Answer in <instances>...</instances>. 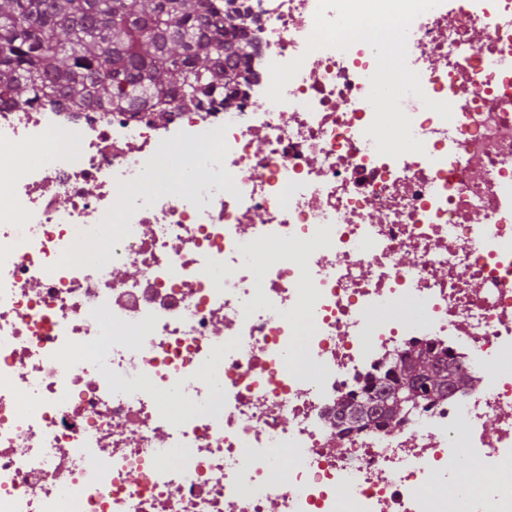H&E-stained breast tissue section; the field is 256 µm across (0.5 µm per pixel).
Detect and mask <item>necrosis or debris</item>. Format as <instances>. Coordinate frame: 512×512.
I'll return each instance as SVG.
<instances>
[{
  "mask_svg": "<svg viewBox=\"0 0 512 512\" xmlns=\"http://www.w3.org/2000/svg\"><path fill=\"white\" fill-rule=\"evenodd\" d=\"M248 4L232 107L0 102V512H512V0L412 21L453 116L401 99L425 151L396 159L374 50L309 49L318 0ZM415 341L477 386L338 430Z\"/></svg>",
  "mask_w": 512,
  "mask_h": 512,
  "instance_id": "4bbe7bcc",
  "label": "necrosis or debris"
}]
</instances>
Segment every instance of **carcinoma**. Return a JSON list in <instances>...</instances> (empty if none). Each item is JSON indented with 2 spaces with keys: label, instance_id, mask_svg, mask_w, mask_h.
<instances>
[{
  "label": "carcinoma",
  "instance_id": "1",
  "mask_svg": "<svg viewBox=\"0 0 512 512\" xmlns=\"http://www.w3.org/2000/svg\"><path fill=\"white\" fill-rule=\"evenodd\" d=\"M230 0H0V98L70 102L80 109L126 112L147 107L165 119L168 106H199L236 93L252 44L246 17L225 18ZM400 382L393 365L354 400L363 422L393 418L395 393L418 401L448 394L458 366L419 352Z\"/></svg>",
  "mask_w": 512,
  "mask_h": 512
}]
</instances>
